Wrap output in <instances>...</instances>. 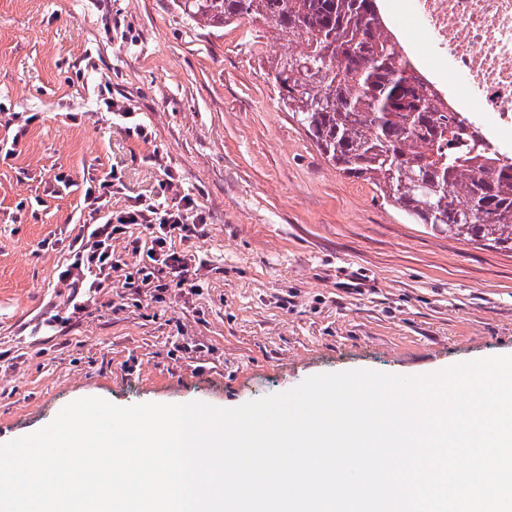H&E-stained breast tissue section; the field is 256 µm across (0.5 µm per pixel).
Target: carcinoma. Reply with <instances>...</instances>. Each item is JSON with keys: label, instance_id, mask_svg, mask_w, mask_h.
<instances>
[{"label": "carcinoma", "instance_id": "1", "mask_svg": "<svg viewBox=\"0 0 512 512\" xmlns=\"http://www.w3.org/2000/svg\"><path fill=\"white\" fill-rule=\"evenodd\" d=\"M211 27L241 19L296 44L268 60L278 97L348 177L373 184L415 224L512 251V157L474 120L432 105L379 0H177Z\"/></svg>", "mask_w": 512, "mask_h": 512}]
</instances>
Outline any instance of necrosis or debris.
I'll use <instances>...</instances> for the list:
<instances>
[{"label": "necrosis or debris", "mask_w": 512, "mask_h": 512, "mask_svg": "<svg viewBox=\"0 0 512 512\" xmlns=\"http://www.w3.org/2000/svg\"><path fill=\"white\" fill-rule=\"evenodd\" d=\"M387 26L408 19L423 31L429 56L403 48L437 94L446 83L460 88L449 99L456 112L478 114V127L490 149L512 150V0H391Z\"/></svg>", "instance_id": "1"}]
</instances>
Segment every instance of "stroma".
I'll return each mask as SVG.
<instances>
[{"label":"stroma","mask_w":512,"mask_h":512,"mask_svg":"<svg viewBox=\"0 0 512 512\" xmlns=\"http://www.w3.org/2000/svg\"><path fill=\"white\" fill-rule=\"evenodd\" d=\"M290 49L176 0H0V111L32 119L0 155V442L85 397L234 408L324 373L512 355V251L409 223L331 166L267 74ZM155 152L207 216L181 245L197 288L115 277L72 310L58 271L88 179L117 168L123 210L155 194Z\"/></svg>","instance_id":"35a3bbf8"}]
</instances>
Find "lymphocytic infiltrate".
I'll use <instances>...</instances> for the list:
<instances>
[{
	"mask_svg": "<svg viewBox=\"0 0 512 512\" xmlns=\"http://www.w3.org/2000/svg\"><path fill=\"white\" fill-rule=\"evenodd\" d=\"M163 174L161 197H129L126 208L115 214L105 211L104 206L107 198L124 193L121 174L111 171L90 178L83 197L90 220L81 224L68 245L72 262L58 273L59 281L70 290L68 302L74 309H82L85 298L119 271L125 279L138 280L142 287L161 292L194 288L191 259L175 244L203 237L206 216L194 197L179 194V178L171 169H164ZM168 193L178 195L177 204L165 201ZM133 224L144 228L145 237L127 238L126 232ZM119 238L126 241L121 254L112 246ZM130 254L137 256L136 265H128L126 257Z\"/></svg>",
	"mask_w": 512,
	"mask_h": 512,
	"instance_id": "f902f5d3",
	"label": "lymphocytic infiltrate"
}]
</instances>
